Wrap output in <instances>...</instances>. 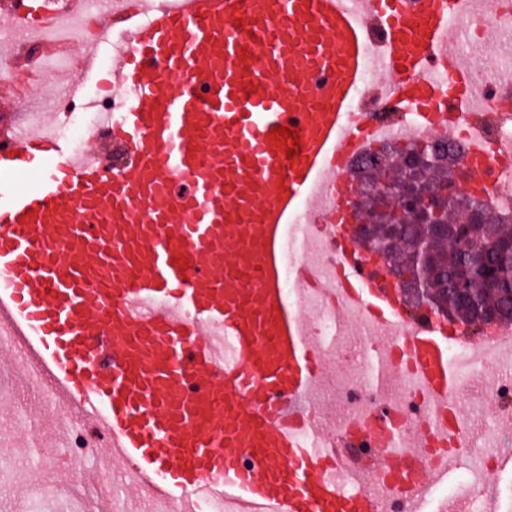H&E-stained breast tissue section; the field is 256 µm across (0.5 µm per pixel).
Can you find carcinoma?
I'll return each mask as SVG.
<instances>
[{
	"mask_svg": "<svg viewBox=\"0 0 512 512\" xmlns=\"http://www.w3.org/2000/svg\"><path fill=\"white\" fill-rule=\"evenodd\" d=\"M420 147L429 154L435 153L431 145L418 142L393 145L380 153L384 160L394 159ZM478 204L486 206L492 224V236L473 243L483 258L479 268H474L470 253L458 246L453 235L434 232L436 224L454 227L463 223L465 213L456 209L433 218L431 224L401 220L402 228L391 254L384 260L385 265L401 269L402 274L424 289V300L430 303V310L445 309L457 321L472 326L477 321V311L483 308L495 309L512 320V254L506 249L512 241V214L494 210L485 199ZM424 249L431 254L425 264L417 261Z\"/></svg>",
	"mask_w": 512,
	"mask_h": 512,
	"instance_id": "carcinoma-1",
	"label": "carcinoma"
}]
</instances>
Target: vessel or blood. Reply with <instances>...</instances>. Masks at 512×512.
<instances>
[{"label":"vessel or blood","mask_w":512,"mask_h":512,"mask_svg":"<svg viewBox=\"0 0 512 512\" xmlns=\"http://www.w3.org/2000/svg\"><path fill=\"white\" fill-rule=\"evenodd\" d=\"M463 0H122L99 41L111 57L117 111L102 114L84 152L54 129L89 104L79 76L35 129L0 124V335L13 364L45 394L40 411H80L125 482L169 512L202 501L224 512H383L349 494L344 451H381L379 476L408 512H427L456 449L410 465L426 439L391 414L329 434L312 419L326 346L285 294V277L341 296L358 319L396 335L409 378L447 440L463 424L456 339L464 326L429 312L405 320L394 285L352 240L350 167L378 133L362 96L412 109L407 136L466 140L470 187L492 195L512 173V144L468 135L501 112L476 109L474 65L457 25ZM7 42L37 30L69 49L60 14L10 13ZM113 43V42H112ZM302 147L287 158L276 126ZM302 255L322 242L330 278L304 258L287 271L289 225ZM397 363H371L388 390Z\"/></svg>","instance_id":"vessel-or-blood-1"}]
</instances>
